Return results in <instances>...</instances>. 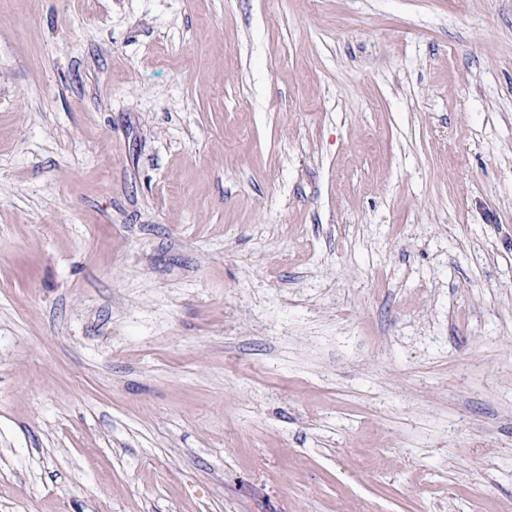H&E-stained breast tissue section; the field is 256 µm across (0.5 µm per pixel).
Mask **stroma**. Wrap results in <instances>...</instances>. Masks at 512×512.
<instances>
[{"label":"stroma","mask_w":512,"mask_h":512,"mask_svg":"<svg viewBox=\"0 0 512 512\" xmlns=\"http://www.w3.org/2000/svg\"><path fill=\"white\" fill-rule=\"evenodd\" d=\"M0 512H512V0H0Z\"/></svg>","instance_id":"1"}]
</instances>
